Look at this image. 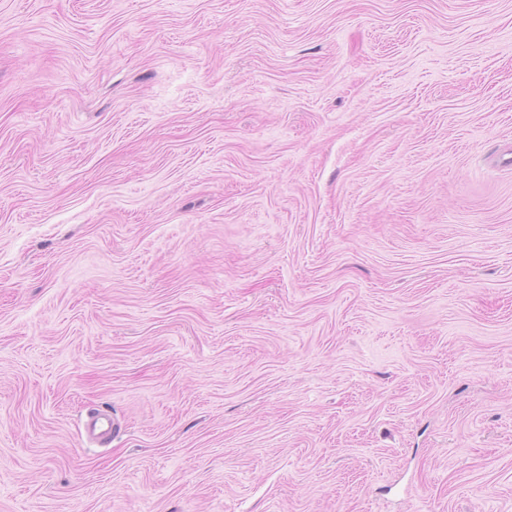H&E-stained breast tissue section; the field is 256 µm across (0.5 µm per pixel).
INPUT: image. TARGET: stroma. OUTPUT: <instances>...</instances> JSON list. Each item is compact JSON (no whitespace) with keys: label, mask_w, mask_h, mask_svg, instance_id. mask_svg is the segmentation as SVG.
<instances>
[{"label":"stroma","mask_w":512,"mask_h":512,"mask_svg":"<svg viewBox=\"0 0 512 512\" xmlns=\"http://www.w3.org/2000/svg\"><path fill=\"white\" fill-rule=\"evenodd\" d=\"M0 512H512V0H0Z\"/></svg>","instance_id":"stroma-1"}]
</instances>
